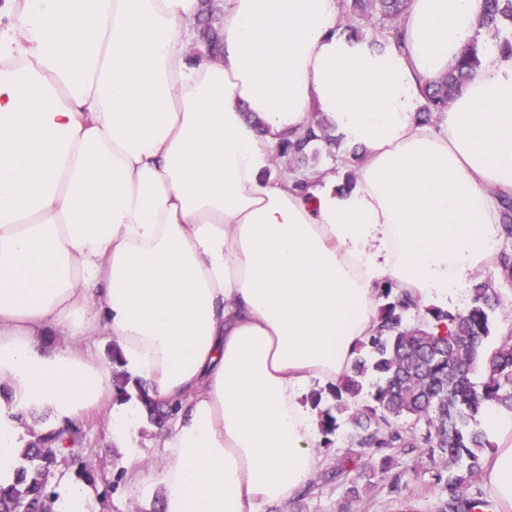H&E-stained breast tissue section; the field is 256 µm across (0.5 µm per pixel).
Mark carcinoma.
<instances>
[{"label": "carcinoma", "instance_id": "carcinoma-1", "mask_svg": "<svg viewBox=\"0 0 512 512\" xmlns=\"http://www.w3.org/2000/svg\"><path fill=\"white\" fill-rule=\"evenodd\" d=\"M408 2L343 0L339 25L354 33L368 25L397 43ZM479 26L491 42L472 40L448 73L425 85L421 122L430 123L448 109L488 46L512 55V0H483ZM321 142L331 145L336 139L325 119L315 115L303 134L282 145L279 162L286 166L290 160H302ZM500 209L502 237L512 240V199L502 198ZM495 264L511 283L512 250H501ZM376 298V325L351 374L328 386L326 394L310 397L318 409L322 444H331L329 436L340 428L338 416L347 414L344 442L352 450L347 461L365 460L346 487L351 499L360 497L358 479L386 473L395 454L424 448L442 494L439 512H475L484 501L481 491L471 488L483 472L485 452L496 448L478 427V418L489 405L512 416V331L492 333L495 318H509L512 311L490 281L476 285L469 303L455 311L423 308L391 283L377 288ZM110 362L114 399L126 401L130 377L115 346ZM135 386L151 422L162 425L176 411L149 398L144 381L135 380ZM29 436L16 482L0 487V512H54L51 479L62 462L92 488L102 481L84 454L79 425L31 430Z\"/></svg>", "mask_w": 512, "mask_h": 512}]
</instances>
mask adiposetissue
Here are the masks:
<instances>
[{
    "label": "adipose tissue",
    "instance_id": "ef3b65f1",
    "mask_svg": "<svg viewBox=\"0 0 512 512\" xmlns=\"http://www.w3.org/2000/svg\"><path fill=\"white\" fill-rule=\"evenodd\" d=\"M0 31V486L25 421L110 407L147 427L82 347L112 336L158 402L161 512H263L302 490L311 391L351 371L390 281L425 305L494 262L512 196V58L486 55L439 120L422 90L477 31L482 0H409L402 42L337 29L339 0H222L216 59L190 54L200 0H11ZM352 186L274 177L312 112ZM52 336L69 337L64 346ZM484 474L512 512V417L487 407Z\"/></svg>",
    "mask_w": 512,
    "mask_h": 512
}]
</instances>
